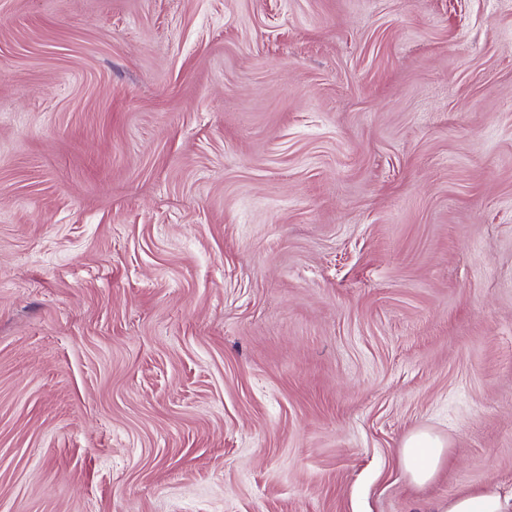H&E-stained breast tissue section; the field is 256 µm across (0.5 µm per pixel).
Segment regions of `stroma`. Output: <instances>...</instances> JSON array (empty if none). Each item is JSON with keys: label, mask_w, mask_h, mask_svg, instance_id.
Segmentation results:
<instances>
[{"label": "stroma", "mask_w": 512, "mask_h": 512, "mask_svg": "<svg viewBox=\"0 0 512 512\" xmlns=\"http://www.w3.org/2000/svg\"><path fill=\"white\" fill-rule=\"evenodd\" d=\"M489 483L512 496V0H0V512ZM443 442L432 433L420 430L411 434L404 443L402 460L412 482L430 481L441 462Z\"/></svg>", "instance_id": "1"}]
</instances>
